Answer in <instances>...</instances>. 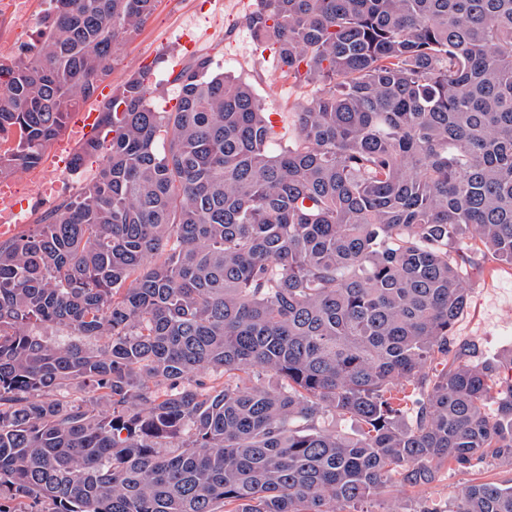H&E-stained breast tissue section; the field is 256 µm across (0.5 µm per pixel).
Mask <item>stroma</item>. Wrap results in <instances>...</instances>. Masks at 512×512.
Segmentation results:
<instances>
[{"label":"stroma","instance_id":"1","mask_svg":"<svg viewBox=\"0 0 512 512\" xmlns=\"http://www.w3.org/2000/svg\"><path fill=\"white\" fill-rule=\"evenodd\" d=\"M50 0H33L20 16H0V54L10 56L19 47L34 41ZM256 0H157L155 11L140 34L126 43L114 61L106 88L122 84L139 67L154 68L159 88L154 103L168 110L177 102L178 89L168 74L177 64H185L194 55H210L225 74L248 83L259 97L265 112L279 114L282 120L280 139L292 130V112L305 91L284 80L275 70L272 56L263 54L247 24ZM81 141L65 132L45 150L39 167L23 170L11 177L10 184L22 204L23 221L0 233L1 239L18 236L36 224L43 212L61 198L76 194L93 177L102 158H88L84 167L72 171L70 161ZM56 172L61 190L52 196L37 194L35 185L43 171ZM468 304L452 329L455 350H477L480 358L498 360L499 386L512 384V368L503 358L512 351V265L490 255H477L464 273ZM475 481L512 483V466L493 464L484 469L461 473L443 472L432 484L398 490L377 501L376 512L406 510L420 501L447 503Z\"/></svg>","mask_w":512,"mask_h":512}]
</instances>
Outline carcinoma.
<instances>
[{
    "label": "carcinoma",
    "instance_id": "cac0c4a2",
    "mask_svg": "<svg viewBox=\"0 0 512 512\" xmlns=\"http://www.w3.org/2000/svg\"><path fill=\"white\" fill-rule=\"evenodd\" d=\"M51 2L0 59V179L156 0ZM247 23L310 88L287 142L208 55L170 111L139 70L99 101L98 172L0 241V512H366L512 464V384L451 348L468 254L512 265V0H257ZM410 512H512V485Z\"/></svg>",
    "mask_w": 512,
    "mask_h": 512
}]
</instances>
